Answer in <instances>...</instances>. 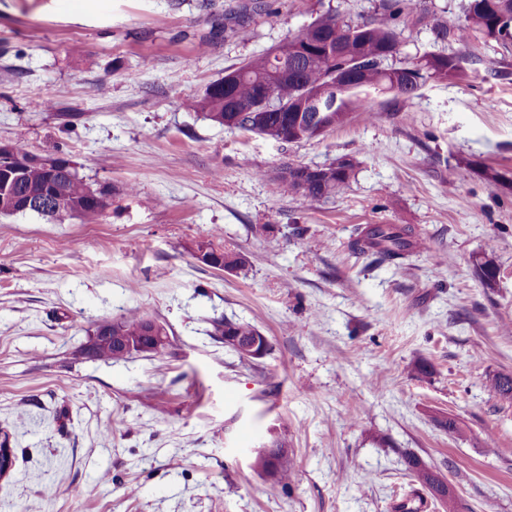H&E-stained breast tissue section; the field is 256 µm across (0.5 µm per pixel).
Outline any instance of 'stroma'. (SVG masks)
<instances>
[{"mask_svg":"<svg viewBox=\"0 0 512 512\" xmlns=\"http://www.w3.org/2000/svg\"><path fill=\"white\" fill-rule=\"evenodd\" d=\"M246 2L0 0V141L111 190L95 224L0 216V429L16 456L0 512H446L410 457L445 478L458 512H512V400L488 389L512 375V47L475 39L464 53L401 25V58L461 52L466 79L410 100L368 93L372 119L279 143L185 101L379 0H263L214 33ZM343 158L354 174L329 200L277 188L285 164ZM370 224L418 245L393 261L354 253ZM207 242L244 267L199 262ZM484 256L500 269L490 288ZM133 314L166 326L164 353L84 355L99 323ZM224 317L269 354L225 347L211 334ZM273 429L284 486L251 466Z\"/></svg>","mask_w":512,"mask_h":512,"instance_id":"obj_1","label":"stroma"}]
</instances>
